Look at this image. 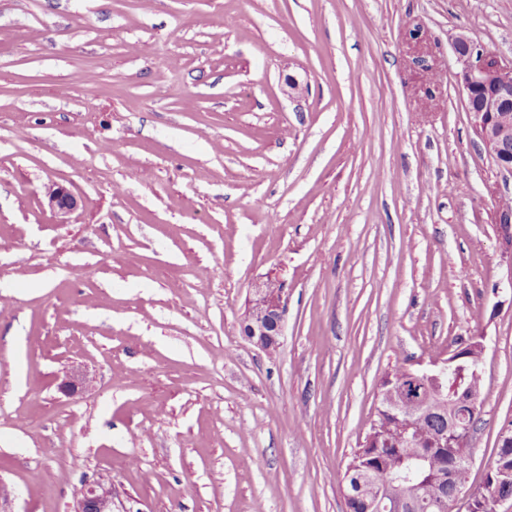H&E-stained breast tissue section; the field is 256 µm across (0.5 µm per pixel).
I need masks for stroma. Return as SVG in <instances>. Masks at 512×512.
<instances>
[{
    "label": "stroma",
    "instance_id": "obj_1",
    "mask_svg": "<svg viewBox=\"0 0 512 512\" xmlns=\"http://www.w3.org/2000/svg\"><path fill=\"white\" fill-rule=\"evenodd\" d=\"M461 35L511 65L512 0H0L6 512H73L88 478L114 512H346L380 379L468 336L483 482L512 420V172ZM270 276L265 352L241 322ZM47 200L50 210L62 217L70 214L78 207L77 198L64 186L49 188ZM287 314L279 280L268 278L255 286L242 322V335L254 346L271 351L280 345Z\"/></svg>",
    "mask_w": 512,
    "mask_h": 512
}]
</instances>
